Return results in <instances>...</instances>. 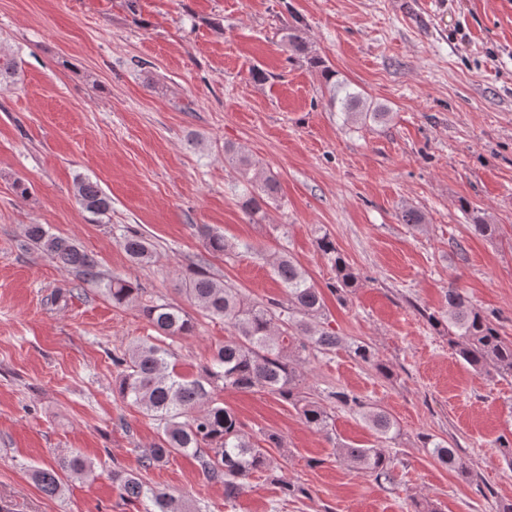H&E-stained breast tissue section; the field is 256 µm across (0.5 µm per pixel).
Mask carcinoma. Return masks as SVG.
I'll use <instances>...</instances> for the list:
<instances>
[{"label":"carcinoma","instance_id":"carcinoma-1","mask_svg":"<svg viewBox=\"0 0 512 512\" xmlns=\"http://www.w3.org/2000/svg\"><path fill=\"white\" fill-rule=\"evenodd\" d=\"M17 75L15 58L0 52V82L11 81ZM329 104L340 105L344 115L360 120L383 121L387 117L385 112L366 109L360 94L345 83L330 86ZM224 155L235 158L241 167L246 181L242 207L250 217H257L263 213V206L276 199L278 181L273 174L255 169L251 160L230 145L224 146ZM75 196L82 208L95 216H105L112 209L111 198L88 178L76 180ZM198 233L213 253L224 254L231 249L223 236L212 233L206 225L200 226ZM24 238L28 249L51 256L88 280L99 279L96 261L70 239L50 233L42 224L26 225ZM119 245L134 263H147L153 257L152 244L136 231L123 234ZM318 247L336 269L334 288L342 291L357 287V276L335 242L323 235ZM273 271L288 288L286 306L278 302L252 304L238 289L215 279L202 265L185 278L183 291L187 297L207 316L224 321L231 330V336L215 349L210 363L197 376L177 372L169 349L151 341L133 345L112 361L123 367L117 386L119 394L157 422V440L141 457L142 470L148 471L176 454L191 457L207 480L224 485L227 504L239 498L251 476L262 474L278 485L281 497L273 504L277 510L302 489L272 475L265 448L244 431L235 412L218 401L215 391L222 388L275 394L296 406L311 430L326 432L331 416L322 403L305 391L302 365L307 360L305 353L327 355L343 343V338L323 326V294L292 257L280 256ZM105 292L115 306L142 299V289L120 277L110 279ZM141 312L164 338L191 336L195 331L193 318L170 303L150 300L142 305ZM448 343L472 368L512 377V340L502 337L489 315L469 303L456 288L448 289ZM351 350L361 362L376 365L381 373L386 371L384 366L375 364L368 345L355 343ZM332 398L362 408L364 420L380 442L370 448L342 445L341 457L354 468L373 473L379 481L392 482L393 459L381 443L395 438V421L381 408L356 396L334 392ZM423 447L441 464L464 471L446 442L426 435ZM91 472V463L76 450L62 458L58 468L35 469L32 476L42 491L54 495L61 491L63 478ZM112 484L127 498L144 503V512H185L173 494L148 485L138 475L114 470Z\"/></svg>","mask_w":512,"mask_h":512}]
</instances>
